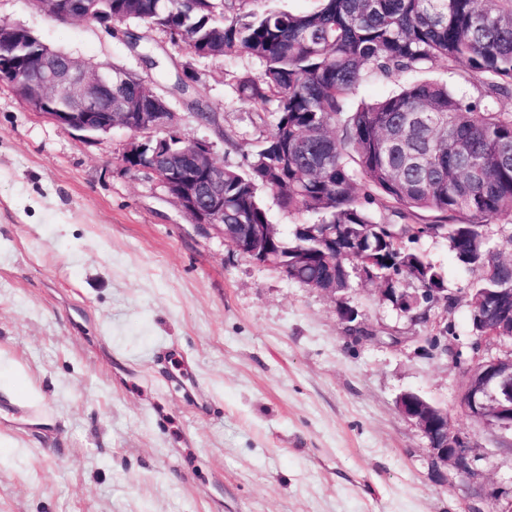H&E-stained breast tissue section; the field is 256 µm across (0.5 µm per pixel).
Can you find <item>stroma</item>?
Segmentation results:
<instances>
[{
  "label": "stroma",
  "mask_w": 512,
  "mask_h": 512,
  "mask_svg": "<svg viewBox=\"0 0 512 512\" xmlns=\"http://www.w3.org/2000/svg\"><path fill=\"white\" fill-rule=\"evenodd\" d=\"M0 20L50 47L143 72L122 38L30 0ZM210 125L151 75L188 137L236 167L273 128L236 91L247 55L192 57ZM128 131L60 130L0 86V512H512V431L461 408L475 271L423 236L451 305L415 320L356 277L338 295L192 224L120 158ZM355 309L351 333L339 307ZM415 392L468 438L473 472L435 464L396 406Z\"/></svg>",
  "instance_id": "1"
}]
</instances>
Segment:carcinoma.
I'll use <instances>...</instances> for the list:
<instances>
[{"instance_id":"obj_1","label":"carcinoma","mask_w":512,"mask_h":512,"mask_svg":"<svg viewBox=\"0 0 512 512\" xmlns=\"http://www.w3.org/2000/svg\"><path fill=\"white\" fill-rule=\"evenodd\" d=\"M136 22L179 37L203 59L246 54L259 76L237 79V91L274 118L271 133L224 167V223L268 224L262 192L313 221L280 237V261L309 254L288 277L303 285L336 276V292L363 267L368 279L400 292L443 293L444 275L425 255L403 246L422 229L412 220L436 214L449 226L458 263L478 272L473 289L512 288V262L491 246L486 226L512 221V0H317L305 12L273 0H112V20ZM463 62L477 95L433 82H409L373 103L349 107L370 77L418 73ZM145 77L125 71L116 92L141 96ZM200 77L176 70L174 87L201 119L215 113L194 94ZM404 223L376 218L372 206ZM336 229V255H320Z\"/></svg>"}]
</instances>
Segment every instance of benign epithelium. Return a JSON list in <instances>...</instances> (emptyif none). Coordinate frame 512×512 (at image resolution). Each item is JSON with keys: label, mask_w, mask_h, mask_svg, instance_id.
Masks as SVG:
<instances>
[{"label": "benign epithelium", "mask_w": 512, "mask_h": 512, "mask_svg": "<svg viewBox=\"0 0 512 512\" xmlns=\"http://www.w3.org/2000/svg\"><path fill=\"white\" fill-rule=\"evenodd\" d=\"M45 16L56 21L82 20L70 0H31ZM31 32L21 26L0 22V53H11ZM28 76H16L15 69L0 67V85L7 86L33 112L59 128L86 139L107 135L116 127L131 132L121 156L128 172L150 174L169 198L191 219L234 243L243 254L255 255L248 243L271 240L278 233L273 224H250L243 236L224 232V166L214 157L213 143L192 140V150L163 151L162 145L183 138L173 112H155L141 101L143 111L126 112V103H112V82L120 77L115 69H103L72 56L62 61L58 52L38 43ZM63 93L64 108L47 111L48 102ZM512 290L497 298L475 293L468 298L477 318L476 344L499 348L496 354L480 355L479 365L466 368L467 383L462 407L476 422L512 430ZM397 407L428 441L438 462L458 474L471 472L473 459L466 439L453 432L448 413L413 393L402 394Z\"/></svg>", "instance_id": "1"}]
</instances>
